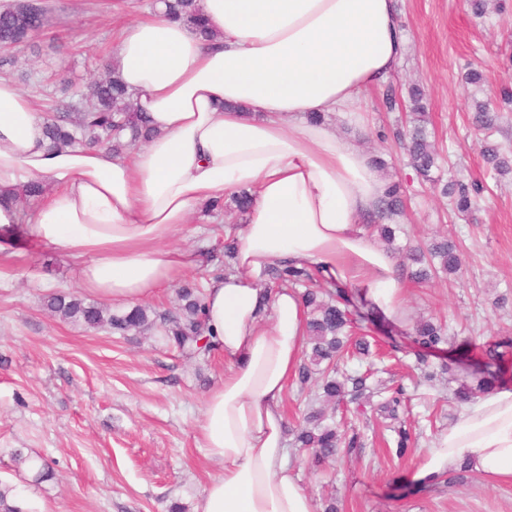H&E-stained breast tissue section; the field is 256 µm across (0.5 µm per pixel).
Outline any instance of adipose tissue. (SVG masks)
Segmentation results:
<instances>
[{
	"mask_svg": "<svg viewBox=\"0 0 512 512\" xmlns=\"http://www.w3.org/2000/svg\"><path fill=\"white\" fill-rule=\"evenodd\" d=\"M211 38L162 9L122 26L112 64L154 135L131 155L51 147L45 116L0 77V251L12 236L60 251L77 288L122 307L148 301L204 252L164 246L213 201L251 193L228 274L209 277L206 324L224 381L198 441L220 466L197 512H316L290 469L281 405L307 339L299 292L263 293L278 259L359 292L404 324L399 258L366 228L387 189L370 156L330 123L356 114L404 50L397 0H200ZM312 113L323 122L309 121ZM40 180L51 194L24 210ZM512 480V389L469 403L411 473L429 485L460 463Z\"/></svg>",
	"mask_w": 512,
	"mask_h": 512,
	"instance_id": "1",
	"label": "adipose tissue"
}]
</instances>
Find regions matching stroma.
<instances>
[{
  "label": "stroma",
  "mask_w": 512,
  "mask_h": 512,
  "mask_svg": "<svg viewBox=\"0 0 512 512\" xmlns=\"http://www.w3.org/2000/svg\"><path fill=\"white\" fill-rule=\"evenodd\" d=\"M43 33L17 48L0 76L38 103L64 98L65 85L104 75L121 23L146 16L153 0H44ZM406 43L387 85L370 90L361 118L343 116L337 132L381 159L383 179L402 183L404 225L412 242L445 236L463 257L459 277L409 283L411 322L386 325L382 349L398 343L383 383L399 379L410 352L411 324L431 317L449 336L471 339L473 350L512 339V173L490 182L477 208L451 213L448 201L412 168L393 133L405 126L410 85L424 88L427 129L440 156L442 181L479 180L486 140L472 126L476 103L498 101L512 77V0H491L474 17L469 0H399ZM484 74L466 83L467 71ZM399 105L387 108V89ZM229 211L194 214L170 247L202 244L222 254ZM76 288V268L52 249L17 246L0 257V481L20 487L35 512H169L171 503L196 512L219 467L196 441L204 398L224 380L218 355L197 357L158 342L153 333L119 336L88 330L44 307L46 295ZM463 370L445 375L428 399L413 400L406 415L418 443L404 458L380 441L384 421L374 412L357 419L365 445L352 454L309 467L296 450L288 464L316 506L336 497L340 512H512V481L462 472L454 482L422 486L408 479L422 452L463 410L454 399ZM41 458L50 478L35 480L14 451Z\"/></svg>",
  "instance_id": "obj_1"
}]
</instances>
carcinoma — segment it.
<instances>
[{"label": "carcinoma", "instance_id": "cac0c4a2", "mask_svg": "<svg viewBox=\"0 0 512 512\" xmlns=\"http://www.w3.org/2000/svg\"><path fill=\"white\" fill-rule=\"evenodd\" d=\"M165 16L183 21L207 38L210 30L197 0H164ZM47 9L39 0H16L0 10V49L8 51L42 31L47 22ZM409 96L414 102L409 126L398 132L399 138L410 156L415 171L427 179L436 167V152L429 142L419 100L421 89L413 86ZM497 114L489 104L477 106L475 123L480 131L493 129ZM153 135L147 113L133 101L116 72L112 71L85 89L76 90L69 98L56 102L45 126V138L53 147L82 146L106 147L115 155L144 144ZM485 163L497 174L512 171V155L496 145L487 144L483 152ZM487 187L477 181L450 180L441 188V194L449 199L456 213H469ZM403 186L397 182L388 184L380 201L378 221L371 225L378 237L389 245L396 241L397 224L392 223L402 213ZM239 225L224 228V263L217 264L213 273H225L232 268L238 246ZM406 276L419 282L427 281L440 273L457 274L461 270L460 250L457 245L443 238L425 248L397 246ZM264 290L280 288L302 289L301 298L308 309L307 344L297 368V380L305 388L314 383L315 390L307 403L306 412L294 434L293 447L306 454L308 462L320 466L340 453H351L363 447L360 434L348 431L336 422V416H326L315 408L319 401L341 405L345 399L361 401L379 397L377 413L387 420L386 430L391 432L389 443L395 456H405L415 446V434L407 427L404 415L410 400L407 387L398 382L392 386H380L371 382L374 372L368 370L355 375L340 374V364L349 356L351 336L360 333L354 350L358 354L368 352L369 344L363 338L366 330L383 326L382 317L373 311L363 312L361 298L349 289L321 283L316 274L286 261H276L264 273ZM181 305L178 313L158 311L136 305L130 309L112 311L97 303L88 302L72 293L58 292L47 296L46 309L53 315L87 328L105 330L111 334L126 336L142 330L158 333L167 343L188 349L198 356L207 357L214 351L213 344L205 336L204 289L198 282L186 283L178 289ZM448 344L446 330L430 320L415 324L412 334V350L416 355L420 375L412 377L414 388L429 384L434 388L437 373L429 370L428 357L445 351ZM484 359L468 364L464 370L476 381L469 385L462 379L454 396L460 402L485 393L506 382L512 374V365L506 366L512 355V343L503 341L483 349ZM17 486L0 482V512H21Z\"/></svg>", "mask_w": 512, "mask_h": 512}]
</instances>
